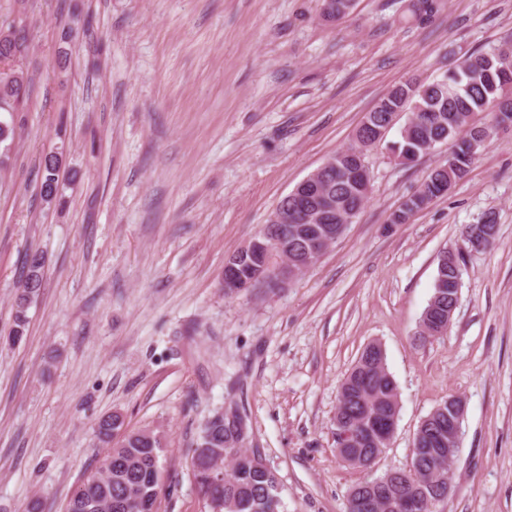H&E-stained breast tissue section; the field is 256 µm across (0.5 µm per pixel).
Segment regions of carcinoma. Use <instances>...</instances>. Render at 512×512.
<instances>
[{
  "instance_id": "obj_1",
  "label": "carcinoma",
  "mask_w": 512,
  "mask_h": 512,
  "mask_svg": "<svg viewBox=\"0 0 512 512\" xmlns=\"http://www.w3.org/2000/svg\"><path fill=\"white\" fill-rule=\"evenodd\" d=\"M356 0H331V13L322 15L326 22H333L340 15H349ZM442 0H411L410 17L425 21L437 13ZM25 45V37L16 33L8 43L0 42V112H21L28 96L27 82L22 71L13 68L11 61ZM375 112H418L427 115L438 112L448 125V151L456 164L441 163L426 174L448 178V187L455 186L468 173L475 157L471 140L486 137L503 124L512 122V43L491 52H475L460 59L448 68L443 76L433 81L407 80L389 90L373 108ZM490 116L480 121L477 116ZM396 157L416 159L430 152L426 141L418 138H401L396 142ZM355 159L344 155L336 159V168L325 175V185L320 194L311 197V209L322 214L327 224H342L347 211L361 208L368 200L369 191L363 189L352 177ZM59 159L54 155L41 162L42 178L39 196L47 204L56 200L59 192L57 169ZM496 223L495 213L484 216L483 223L469 224L463 240L481 237L483 225ZM311 222L297 210H288L285 223L278 225L279 234L288 240L293 251L304 249L303 232ZM45 258L41 251L25 253L21 267V288L17 290L12 329L7 342L16 346L25 338L28 323L27 310L43 287ZM459 267L448 264V252L439 259L434 282L433 297L436 309L423 312L421 321L433 327L438 310L448 306V289L458 284ZM387 366L386 357L378 343L368 344L361 352L345 379L339 394L342 399L336 407V430L354 432V444L339 450V455L349 466L370 467L376 463L388 444L375 435L373 426L386 413L399 407L397 385ZM124 426L119 415L101 417L96 424L99 441L107 446L103 461L75 490L69 512H144L143 496L160 487V437L149 429L124 431L121 442L113 446L112 431ZM448 440V417L430 412L422 429L416 430L413 446L422 449V458L411 461L410 469L403 471L409 480L394 483L385 477L379 482L366 481L356 486L349 499L348 512H400L399 502L404 495L416 496L423 502L419 512H431L434 501L430 485L412 478V470L430 469L435 455ZM240 435L230 427L219 411L209 417L201 427L192 449V466L199 492L208 498L218 492L224 498V512H284L279 482L273 470L267 468L242 469L224 481L220 489H209L206 469L224 463V455L235 450Z\"/></svg>"
}]
</instances>
